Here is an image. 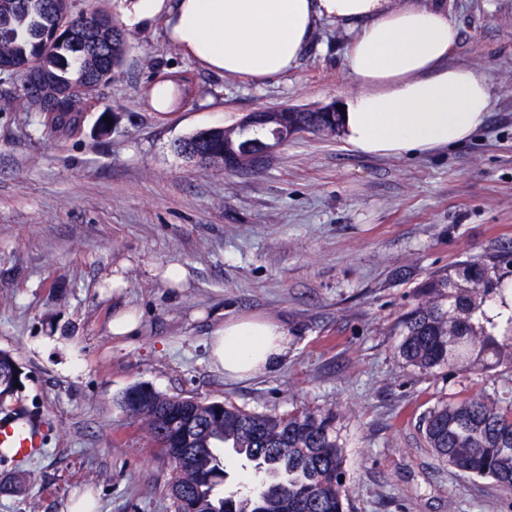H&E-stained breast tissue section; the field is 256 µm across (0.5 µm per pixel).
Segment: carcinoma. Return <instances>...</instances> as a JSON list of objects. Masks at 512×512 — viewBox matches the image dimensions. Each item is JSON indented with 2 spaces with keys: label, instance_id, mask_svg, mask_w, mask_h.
Here are the masks:
<instances>
[{
  "label": "carcinoma",
  "instance_id": "cac0c4a2",
  "mask_svg": "<svg viewBox=\"0 0 512 512\" xmlns=\"http://www.w3.org/2000/svg\"><path fill=\"white\" fill-rule=\"evenodd\" d=\"M130 49L126 31L99 4L76 13L73 0H0V74L20 79L43 137L81 131L85 112L100 102ZM330 117L286 107L264 111L255 129L198 131L178 148L198 164L236 169L243 144L259 140L256 131L269 140L288 127L327 132ZM500 264L512 265V249L473 260L454 278L440 271L424 283L422 298L400 322L397 349L406 365L446 368L467 380L504 357L512 363V336H496L495 322H474L493 297L503 303L512 293V283L492 280ZM457 277L469 287H458ZM21 377L15 360L0 351V410L16 419L28 417L13 406ZM141 390L140 384L130 387L122 403L171 463L175 512H345L344 443L332 412L302 406L271 414L157 391L143 397ZM420 428L438 461L512 491V400L471 395L464 387L429 409ZM228 454L251 467L255 487L225 489Z\"/></svg>",
  "mask_w": 512,
  "mask_h": 512
}]
</instances>
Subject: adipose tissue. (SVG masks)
<instances>
[{
	"mask_svg": "<svg viewBox=\"0 0 512 512\" xmlns=\"http://www.w3.org/2000/svg\"><path fill=\"white\" fill-rule=\"evenodd\" d=\"M129 30L162 24L200 67L267 84L296 67L320 23L349 35L346 67L357 85L339 111L347 149L374 158L434 154L469 139L492 105L487 82L448 63L458 32L445 0H112ZM288 331L260 315L225 319L211 354L225 378L278 367Z\"/></svg>",
	"mask_w": 512,
	"mask_h": 512,
	"instance_id": "ef3b65f1",
	"label": "adipose tissue"
}]
</instances>
